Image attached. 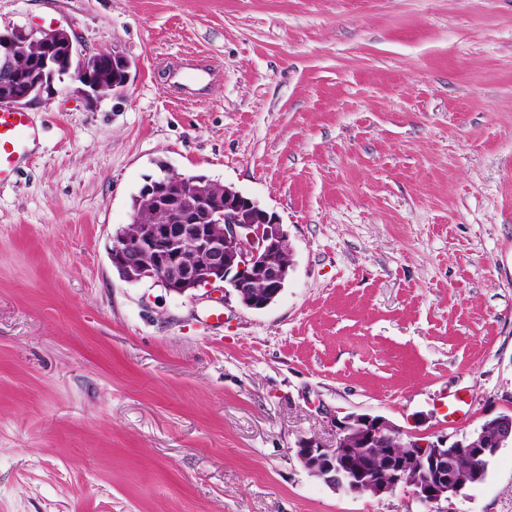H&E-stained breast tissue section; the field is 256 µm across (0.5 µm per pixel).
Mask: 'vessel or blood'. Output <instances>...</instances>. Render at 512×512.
I'll list each match as a JSON object with an SVG mask.
<instances>
[{
    "instance_id": "b4317fda",
    "label": "vessel or blood",
    "mask_w": 512,
    "mask_h": 512,
    "mask_svg": "<svg viewBox=\"0 0 512 512\" xmlns=\"http://www.w3.org/2000/svg\"><path fill=\"white\" fill-rule=\"evenodd\" d=\"M38 138L31 113L20 108H0V185L12 181Z\"/></svg>"
}]
</instances>
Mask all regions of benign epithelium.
Instances as JSON below:
<instances>
[{
	"label": "benign epithelium",
	"instance_id": "benign-epithelium-1",
	"mask_svg": "<svg viewBox=\"0 0 512 512\" xmlns=\"http://www.w3.org/2000/svg\"><path fill=\"white\" fill-rule=\"evenodd\" d=\"M26 53L27 64L17 67ZM65 80L78 85L88 100L117 96L131 81V62L119 51L81 49L63 28L0 31V105L23 107ZM139 200L162 213L164 222L142 224L135 209L130 221L134 230L113 237L110 258L123 279L149 278L180 295L222 283L251 310L267 308L282 292L292 266L288 238L276 216L257 201L207 178L189 181L165 168L147 181ZM328 419L335 442L325 445L304 437L297 441L295 454L309 473L335 491L381 497L408 488L414 499L431 507L465 489L448 468V436L417 435L367 413L331 414ZM486 429L499 432L498 441H503L512 435V415L481 424L471 433L470 447L488 445ZM400 446L413 452H401ZM369 448L386 449V479L375 478L372 462L354 472L339 463L344 456L367 460ZM418 459L423 461L422 476L403 482Z\"/></svg>",
	"mask_w": 512,
	"mask_h": 512
}]
</instances>
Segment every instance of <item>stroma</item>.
<instances>
[{"instance_id":"35a3bbf8","label":"stroma","mask_w":512,"mask_h":512,"mask_svg":"<svg viewBox=\"0 0 512 512\" xmlns=\"http://www.w3.org/2000/svg\"><path fill=\"white\" fill-rule=\"evenodd\" d=\"M55 27L132 80L30 103L0 187V512H428L293 448L334 442L327 410L451 438L512 413V0H0L1 30ZM164 168L279 217L276 303L120 278ZM439 509L512 512V444Z\"/></svg>"}]
</instances>
